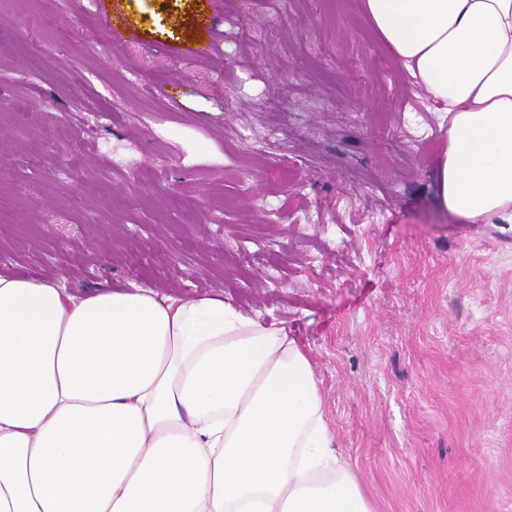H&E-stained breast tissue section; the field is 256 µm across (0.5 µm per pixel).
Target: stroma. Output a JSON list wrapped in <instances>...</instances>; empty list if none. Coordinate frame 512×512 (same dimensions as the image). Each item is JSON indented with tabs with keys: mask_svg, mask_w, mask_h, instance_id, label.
<instances>
[{
	"mask_svg": "<svg viewBox=\"0 0 512 512\" xmlns=\"http://www.w3.org/2000/svg\"><path fill=\"white\" fill-rule=\"evenodd\" d=\"M447 130L361 0H0V271L223 290L373 512H512V228L443 207Z\"/></svg>",
	"mask_w": 512,
	"mask_h": 512,
	"instance_id": "1",
	"label": "stroma"
}]
</instances>
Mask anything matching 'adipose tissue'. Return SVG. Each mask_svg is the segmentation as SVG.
Here are the masks:
<instances>
[{
	"instance_id": "adipose-tissue-1",
	"label": "adipose tissue",
	"mask_w": 512,
	"mask_h": 512,
	"mask_svg": "<svg viewBox=\"0 0 512 512\" xmlns=\"http://www.w3.org/2000/svg\"><path fill=\"white\" fill-rule=\"evenodd\" d=\"M444 104V207L512 225V0H362ZM0 512H371L308 352L223 292L0 272Z\"/></svg>"
}]
</instances>
